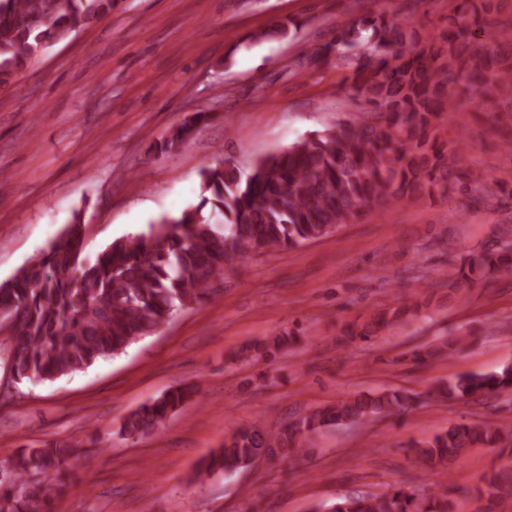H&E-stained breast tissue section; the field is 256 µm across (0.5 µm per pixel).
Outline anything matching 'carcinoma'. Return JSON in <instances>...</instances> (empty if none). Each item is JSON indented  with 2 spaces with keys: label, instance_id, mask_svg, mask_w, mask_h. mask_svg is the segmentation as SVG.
<instances>
[{
  "label": "carcinoma",
  "instance_id": "carcinoma-1",
  "mask_svg": "<svg viewBox=\"0 0 512 512\" xmlns=\"http://www.w3.org/2000/svg\"><path fill=\"white\" fill-rule=\"evenodd\" d=\"M113 0H0V87H8L33 54L103 20ZM496 0H454L439 33L430 38L406 17H352L331 41L301 58L303 69L331 57L352 60V90L365 116L326 134L300 140L258 160L247 176L230 162L204 168L200 202L149 230L112 241L92 260L83 256L77 219L46 250L0 284V329L8 331L10 371L23 381H55L99 358L121 353L154 332L177 311L213 291L214 275L252 255L297 246L355 222L364 209L425 194L449 197L475 187L494 196L488 175L452 165L440 140L454 94L479 96L493 111L497 87L512 84V31L492 22ZM205 113L172 128L161 148L185 142ZM512 275V239L452 273L456 282L475 271ZM512 390V364L490 374H464L445 394L477 400ZM197 389L172 388L132 411L121 434L138 437L176 413ZM411 406L395 390L342 399L279 431L256 421L237 428L197 472L206 482L217 472L245 469L262 454L307 452L303 436L323 427L365 423ZM501 448L512 455V433L488 422L458 424L411 446L419 459L449 465L469 449ZM69 452L57 445L29 448L0 468V512H54L67 489ZM512 486L500 469L480 494L493 497ZM328 512H451L448 489L429 493L395 489L346 496Z\"/></svg>",
  "mask_w": 512,
  "mask_h": 512
}]
</instances>
